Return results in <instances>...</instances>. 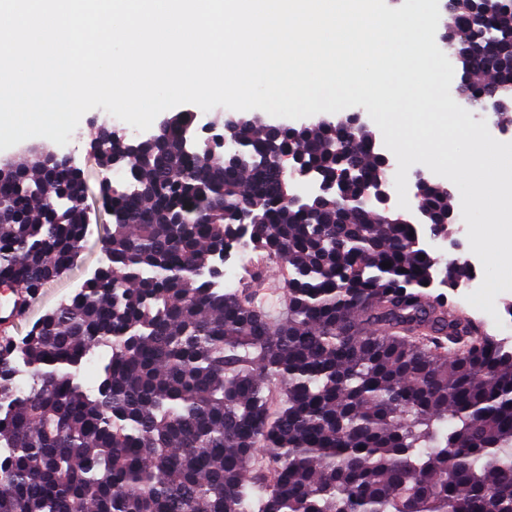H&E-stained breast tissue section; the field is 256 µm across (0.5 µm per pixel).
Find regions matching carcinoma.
<instances>
[{"label": "carcinoma", "instance_id": "cac0c4a2", "mask_svg": "<svg viewBox=\"0 0 512 512\" xmlns=\"http://www.w3.org/2000/svg\"><path fill=\"white\" fill-rule=\"evenodd\" d=\"M478 13L495 40L457 39L480 30ZM444 37L469 85L512 96V4L469 0ZM190 123L182 112L98 154L123 158L132 186L106 192L109 264L21 341H0V512H512V350L430 294L440 262L412 225L282 200L288 150L326 180L357 165L341 194H361L385 176L374 134L352 132L353 164L337 123L239 119L236 165L184 148ZM82 193L80 169L41 150L0 166V284L34 294L69 266ZM248 202L252 251L287 273L280 316L205 275L238 247ZM418 206L448 226L446 187L423 185ZM469 274L447 262L442 283ZM103 342L112 359L89 394L77 372Z\"/></svg>", "mask_w": 512, "mask_h": 512}]
</instances>
